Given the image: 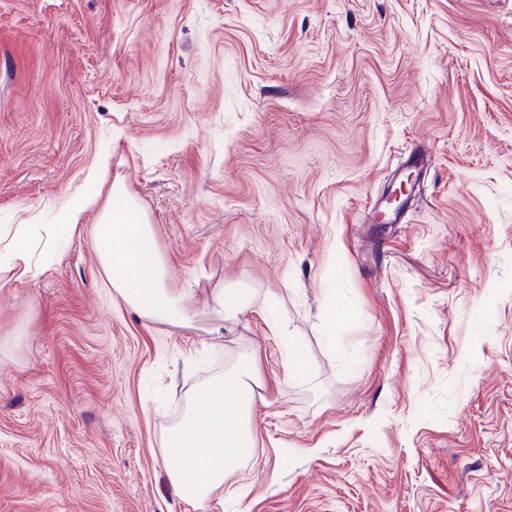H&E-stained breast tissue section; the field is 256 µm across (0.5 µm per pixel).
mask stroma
Here are the masks:
<instances>
[{
  "label": "stroma",
  "instance_id": "35a3bbf8",
  "mask_svg": "<svg viewBox=\"0 0 512 512\" xmlns=\"http://www.w3.org/2000/svg\"><path fill=\"white\" fill-rule=\"evenodd\" d=\"M96 170L0 284V512H194L162 439L246 345L254 453L205 512H512V0H0V225ZM117 178L192 324L105 288ZM221 284L255 301L216 336ZM101 192L100 180L95 176L91 191L69 195L59 207L54 224H2L0 226V274L18 272V277L36 271L32 264V238H45L51 245L68 242L77 227L82 223L90 205Z\"/></svg>",
  "mask_w": 512,
  "mask_h": 512
}]
</instances>
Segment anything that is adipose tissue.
<instances>
[{
	"instance_id": "1",
	"label": "adipose tissue",
	"mask_w": 512,
	"mask_h": 512,
	"mask_svg": "<svg viewBox=\"0 0 512 512\" xmlns=\"http://www.w3.org/2000/svg\"><path fill=\"white\" fill-rule=\"evenodd\" d=\"M100 192L95 181L90 191L67 196L51 224L1 225L0 274H32L33 237L52 245L68 242ZM91 237L109 288L131 311L151 322H191L184 293L166 283L169 270L154 230L122 181L113 182ZM256 363L255 350L242 347L235 368L200 391L164 438V447L180 461L171 480L191 505L209 499L227 472L253 453L248 411L260 387Z\"/></svg>"
}]
</instances>
